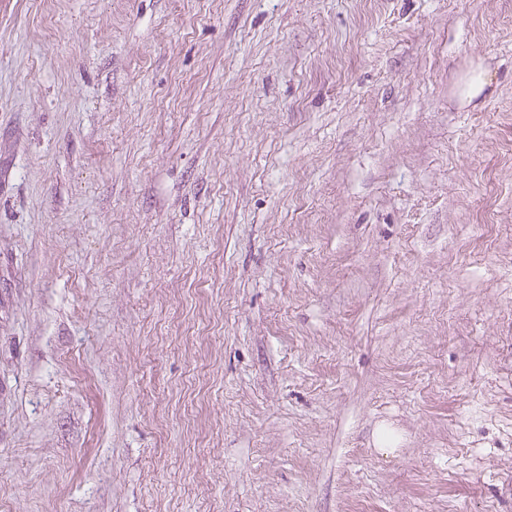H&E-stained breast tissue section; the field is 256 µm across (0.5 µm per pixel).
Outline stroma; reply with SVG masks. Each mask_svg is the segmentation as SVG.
Returning <instances> with one entry per match:
<instances>
[{
    "label": "stroma",
    "mask_w": 512,
    "mask_h": 512,
    "mask_svg": "<svg viewBox=\"0 0 512 512\" xmlns=\"http://www.w3.org/2000/svg\"><path fill=\"white\" fill-rule=\"evenodd\" d=\"M0 512H512V0H0Z\"/></svg>",
    "instance_id": "35a3bbf8"
}]
</instances>
